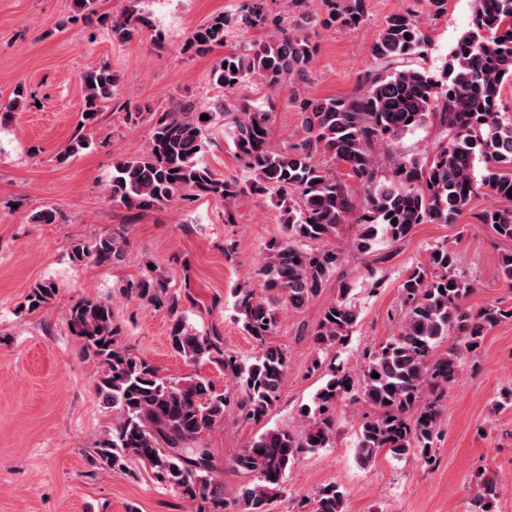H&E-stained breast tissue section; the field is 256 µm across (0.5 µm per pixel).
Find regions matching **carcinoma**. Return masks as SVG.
Masks as SVG:
<instances>
[{
	"instance_id": "carcinoma-1",
	"label": "carcinoma",
	"mask_w": 512,
	"mask_h": 512,
	"mask_svg": "<svg viewBox=\"0 0 512 512\" xmlns=\"http://www.w3.org/2000/svg\"><path fill=\"white\" fill-rule=\"evenodd\" d=\"M141 0H129L122 17L112 20V37L130 41L149 25ZM366 17V0H331L325 27H357ZM268 29L265 39L224 54L211 72L216 85L234 89L259 79L270 90L303 80L316 45L299 24L271 13L268 0H248L240 17L214 16L188 37L187 49L198 54L224 46L229 24ZM429 37L413 9L387 18L371 47L374 67L352 94L300 100L302 136L289 148L271 146L272 113L242 98L231 112L189 116L169 112L153 117L151 137L137 157L116 163L108 191L112 201L147 210L211 196L224 202V222L235 223L239 199L267 195L281 214L282 234L268 242L258 269L260 289L238 288L235 302L243 330L260 347L249 360L226 352L217 333L203 334L179 311L180 299L168 282L153 273L126 288L143 304L166 305L172 317V350L193 366L207 362L224 369L238 385L237 393L216 389L197 373L170 378L131 350L117 344L112 307L98 298H83L69 311L72 335L82 354L98 364L95 388L102 403L116 414L112 436L96 454L112 471L127 472L138 463L157 480L191 501L196 512H229L224 481L218 479L210 450L202 437L224 426L230 408L248 421H259L280 399L288 372V353L271 342L278 328L277 307L285 302L303 309L317 299L345 255H367L382 240L407 239L419 224H453L473 197L487 194L490 203L474 218L512 241V114L500 111L505 82L512 80V0H476L469 29L436 78L421 66ZM85 91L80 126H90L104 104L117 98L119 75L110 68L81 75ZM220 118L228 124L237 158L249 178L226 179L198 162L203 128ZM434 119L444 141L431 159H398L381 174L376 147L388 148L406 132ZM78 134L60 160L89 148ZM484 171L476 176V157ZM341 165L357 181L336 177ZM356 233L345 247L332 243L351 215ZM125 241L115 233L99 236L75 251L110 265L125 254ZM473 283L456 273V257L448 247L430 248L400 284L404 318L398 333L371 352L360 375L331 374L311 402L298 410L299 429H268L233 459L235 471L254 476L242 487L234 505L240 512H268L286 492L284 479L303 454L330 446L338 431L336 407L363 403L371 409L361 424L356 457L366 465L386 451L395 457L417 453L435 458L434 442L441 424L440 398L459 378L467 357L486 333L512 320V306L467 305ZM52 288L39 285L27 302L40 308ZM343 284L328 303L312 333L314 349L327 353L343 344L358 319ZM454 342L438 353L450 337ZM378 373L379 378L372 377ZM275 478H270V475ZM503 491L495 476H481L471 512H492ZM309 512H344V491L337 484L321 488Z\"/></svg>"
}]
</instances>
